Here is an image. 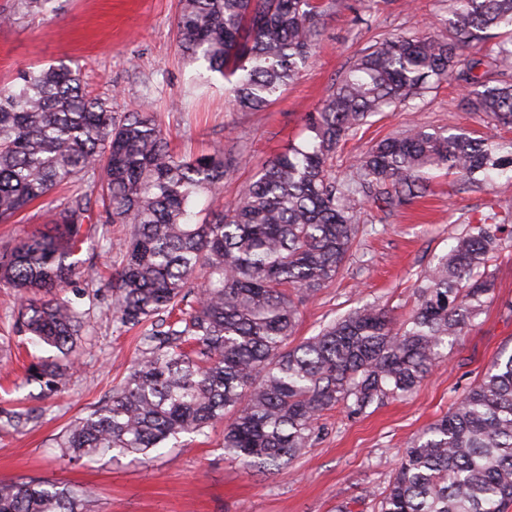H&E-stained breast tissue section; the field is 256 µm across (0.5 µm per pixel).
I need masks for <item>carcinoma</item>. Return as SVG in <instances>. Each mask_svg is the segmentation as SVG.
<instances>
[{"label": "carcinoma", "instance_id": "1", "mask_svg": "<svg viewBox=\"0 0 512 512\" xmlns=\"http://www.w3.org/2000/svg\"><path fill=\"white\" fill-rule=\"evenodd\" d=\"M446 37L383 40L363 54L315 112L307 138L268 160L240 198L197 211L236 171L215 150L173 152L150 105L112 111L89 95L65 62L28 68L0 87V223L64 185L51 228L0 247V285L13 290L16 324L65 359L85 311L66 295L94 282L78 255L94 239L112 252L109 226L126 224L121 262L98 286L103 313L140 332V354L104 405L76 419L58 443L76 461L112 454L142 460L184 435L224 425V455L262 472L312 447L325 412L360 416L410 394L485 312L495 288L489 262L512 216L470 222L415 288L403 323L360 307L294 344L305 299L336 280L358 232L362 191L402 205L426 189L423 175L446 169L464 183L512 181V139L415 125L357 160L359 180L330 177L343 139L386 108L453 78L470 85L468 108L512 125V81L476 73L512 71V35L463 51L482 34L512 28V0H450ZM333 0H180L177 31L188 60L224 77L242 112L267 108L305 68ZM98 209H93V206ZM61 365L42 362L31 379L66 384ZM38 407L0 410L16 431L38 422ZM378 512H509L512 508V352L405 450L380 494ZM0 512H91L71 485L0 482Z\"/></svg>", "mask_w": 512, "mask_h": 512}]
</instances>
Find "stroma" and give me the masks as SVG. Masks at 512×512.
Listing matches in <instances>:
<instances>
[{
	"label": "stroma",
	"instance_id": "35a3bbf8",
	"mask_svg": "<svg viewBox=\"0 0 512 512\" xmlns=\"http://www.w3.org/2000/svg\"><path fill=\"white\" fill-rule=\"evenodd\" d=\"M0 0V83L21 70L66 62L80 68L87 90L112 95V109L133 112L152 102L183 156L223 150L237 162L224 182L232 202L270 156L303 137L305 116L338 84L357 58L393 36H436L448 30V0H344L327 16L319 48L299 78L260 112L236 110L224 96V79L182 58L175 18L178 0H53L49 12L18 10ZM461 82L449 80L406 104L371 118L342 141L330 173L346 180L357 158L377 141L418 124L460 127L475 135L512 139V125L470 111ZM425 196L390 208L362 195L360 232L336 280L301 307L297 338L364 304L398 319L417 300V281L447 253L469 220L489 211L512 212V185L472 186L456 174L432 171ZM490 270L495 290L484 313L445 361L408 397L387 400L360 417L342 408L325 413L312 448L286 467L243 470L222 448L224 425L207 436L184 437L180 447L143 461H71L57 441L74 419L102 405L127 375L138 354L139 334L119 328L96 306L94 288L81 300L87 323L71 377L52 389L30 380V365L54 360L12 326L17 310L10 289L0 287V408H44L43 418L21 432L0 430V482L48 479L87 489L96 512H372L366 489L384 491L401 454L429 423L480 379L492 359L512 350V235L502 234Z\"/></svg>",
	"mask_w": 512,
	"mask_h": 512
}]
</instances>
